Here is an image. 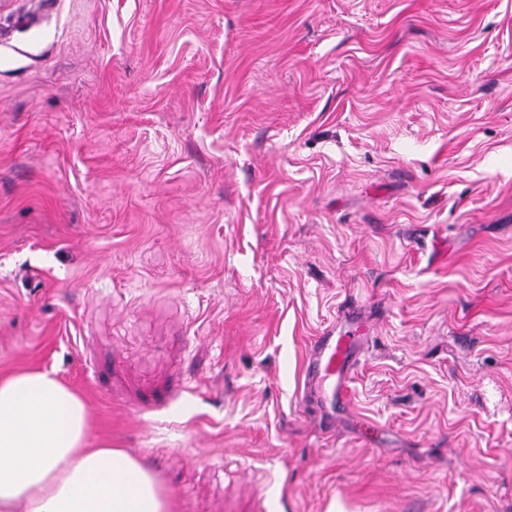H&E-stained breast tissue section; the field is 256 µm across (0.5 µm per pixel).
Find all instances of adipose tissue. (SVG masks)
<instances>
[{
  "mask_svg": "<svg viewBox=\"0 0 512 512\" xmlns=\"http://www.w3.org/2000/svg\"><path fill=\"white\" fill-rule=\"evenodd\" d=\"M176 510L152 469L95 437L83 394L50 371H0V512Z\"/></svg>",
  "mask_w": 512,
  "mask_h": 512,
  "instance_id": "obj_1",
  "label": "adipose tissue"
}]
</instances>
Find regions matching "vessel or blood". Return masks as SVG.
<instances>
[{"label": "vessel or blood", "mask_w": 512, "mask_h": 512, "mask_svg": "<svg viewBox=\"0 0 512 512\" xmlns=\"http://www.w3.org/2000/svg\"><path fill=\"white\" fill-rule=\"evenodd\" d=\"M357 332L346 329L318 337L311 351L307 373L319 381L332 401H345L348 381L356 363Z\"/></svg>", "instance_id": "vessel-or-blood-1"}]
</instances>
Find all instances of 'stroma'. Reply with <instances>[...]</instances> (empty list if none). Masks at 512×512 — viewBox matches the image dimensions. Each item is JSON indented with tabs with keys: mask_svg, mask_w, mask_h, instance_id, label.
<instances>
[{
	"mask_svg": "<svg viewBox=\"0 0 512 512\" xmlns=\"http://www.w3.org/2000/svg\"><path fill=\"white\" fill-rule=\"evenodd\" d=\"M19 367L180 512H512V0H0ZM357 334V329L348 328L319 336L308 360L309 377L319 381L334 404L345 402L348 396V381L356 363Z\"/></svg>",
	"mask_w": 512,
	"mask_h": 512,
	"instance_id": "obj_1",
	"label": "stroma"
}]
</instances>
